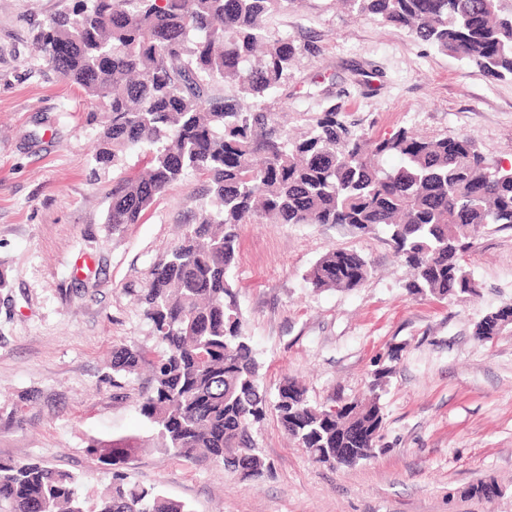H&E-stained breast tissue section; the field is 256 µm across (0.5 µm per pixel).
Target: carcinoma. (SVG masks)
I'll list each match as a JSON object with an SVG mask.
<instances>
[{
	"label": "carcinoma",
	"instance_id": "cac0c4a2",
	"mask_svg": "<svg viewBox=\"0 0 512 512\" xmlns=\"http://www.w3.org/2000/svg\"><path fill=\"white\" fill-rule=\"evenodd\" d=\"M356 13L406 28L417 40L467 60L491 80L512 78V10L503 0H345ZM299 0H75L33 40L54 71L103 104L89 113L99 127L97 166H118L145 150L148 170L112 176L107 223L138 224L158 197L189 174L206 178L209 201L166 261L152 271L140 303L163 351L151 361L152 387L141 414L170 455L256 477L268 469L250 425L275 413L296 446L316 462L353 467L376 457L384 415L374 395L336 413L313 404L294 381L269 400L260 364L243 331L228 272L237 227L269 218L279 224H348L379 228L414 271L409 290L463 300L475 280L461 263L479 231L512 228V168L490 162L476 142L356 134L323 112L292 136L274 106L294 61L295 41L271 31L267 17ZM231 83L222 98L213 81ZM399 158L393 166L391 157ZM341 250L321 259L308 282L316 289L356 288L368 263ZM504 329L503 310L481 317L473 336L490 341ZM146 361L137 345L112 351V371L132 375ZM89 453L112 470L93 498L84 478L40 461L0 459V512H190L155 486L132 480L122 452ZM499 496L493 480L468 497Z\"/></svg>",
	"mask_w": 512,
	"mask_h": 512
}]
</instances>
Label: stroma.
<instances>
[{
	"label": "stroma",
	"instance_id": "stroma-1",
	"mask_svg": "<svg viewBox=\"0 0 512 512\" xmlns=\"http://www.w3.org/2000/svg\"><path fill=\"white\" fill-rule=\"evenodd\" d=\"M74 0H0V458L37 460L84 476L85 491L112 481L87 447L126 451L131 478L191 512H512V327L492 341L476 321L512 305V228L485 227L463 263L478 288L467 300L413 295L411 275L384 230L336 224H243L230 277L245 332L276 393L284 378L336 406L370 394L375 361L401 349L381 390V451L347 468L315 462L274 414L251 429L270 468L244 477L176 459L152 443L140 414L149 369L115 379L113 347L161 346L137 302L206 202L204 177L173 184L141 223L106 222L111 169L95 166L99 111L33 49V37ZM272 30L301 47L276 109L295 135L336 111L377 138H474L491 161L512 165V78L362 17L338 0H303L271 15ZM353 248L371 275L359 287L313 289L319 259ZM32 395L25 423L5 421ZM495 478L492 502L465 497Z\"/></svg>",
	"mask_w": 512,
	"mask_h": 512
}]
</instances>
